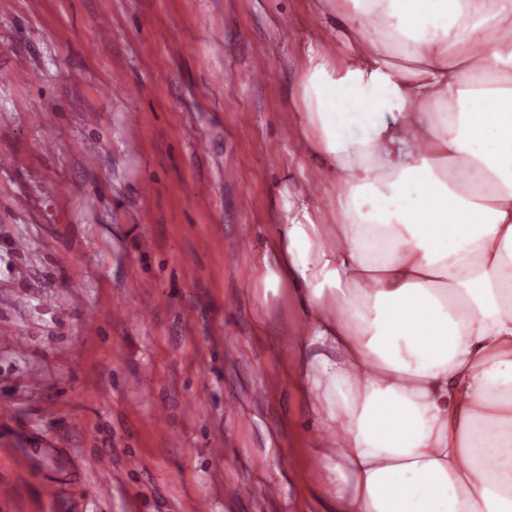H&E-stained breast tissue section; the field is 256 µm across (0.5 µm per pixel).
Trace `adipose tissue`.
Masks as SVG:
<instances>
[{
	"instance_id": "adipose-tissue-1",
	"label": "adipose tissue",
	"mask_w": 512,
	"mask_h": 512,
	"mask_svg": "<svg viewBox=\"0 0 512 512\" xmlns=\"http://www.w3.org/2000/svg\"><path fill=\"white\" fill-rule=\"evenodd\" d=\"M264 290L319 512H512V0H314Z\"/></svg>"
}]
</instances>
